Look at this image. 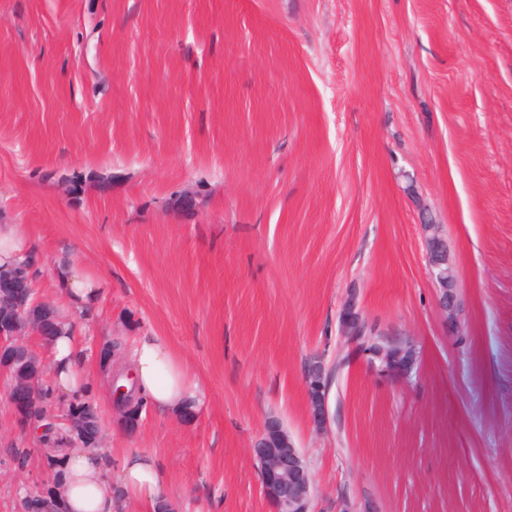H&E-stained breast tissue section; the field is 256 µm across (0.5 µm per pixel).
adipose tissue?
Instances as JSON below:
<instances>
[{"label":"adipose tissue","mask_w":512,"mask_h":512,"mask_svg":"<svg viewBox=\"0 0 512 512\" xmlns=\"http://www.w3.org/2000/svg\"><path fill=\"white\" fill-rule=\"evenodd\" d=\"M53 286L75 312L82 314L92 310L101 293L95 282L67 261L56 266ZM80 349L79 338L71 331L56 337L52 344L57 397L70 399L86 390V379L77 364ZM127 366L136 380L138 395L158 414L186 413L205 403L199 383L176 357L166 337H137ZM60 454L63 464L56 496L61 512H116L121 503L137 504L151 512L167 499L159 466L150 452H128L110 485L105 482L107 467L98 448L69 445L61 448Z\"/></svg>","instance_id":"1"}]
</instances>
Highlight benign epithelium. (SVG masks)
I'll return each mask as SVG.
<instances>
[{"mask_svg":"<svg viewBox=\"0 0 512 512\" xmlns=\"http://www.w3.org/2000/svg\"><path fill=\"white\" fill-rule=\"evenodd\" d=\"M430 272L443 311L453 307L456 274L448 261V249L440 235V225L428 219L423 224ZM0 381L14 411L26 412L37 405L46 365L30 346L29 338L49 340L59 325L66 323L59 312L35 296L32 278L5 271L0 274ZM341 333L368 363L380 372L407 375L414 368L415 352L368 326L349 297L339 316ZM340 363L326 364L318 357L305 370L310 412L318 430L330 427L329 393ZM258 463L263 494L274 512H313V479L304 455L295 447L281 420L267 417L264 428L252 445Z\"/></svg>","mask_w":512,"mask_h":512,"instance_id":"obj_1","label":"benign epithelium"}]
</instances>
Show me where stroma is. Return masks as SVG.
<instances>
[{"mask_svg":"<svg viewBox=\"0 0 512 512\" xmlns=\"http://www.w3.org/2000/svg\"><path fill=\"white\" fill-rule=\"evenodd\" d=\"M1 224L62 315L58 260L100 285L74 321L99 448L153 452L172 512H274L271 415L315 512H512V0H0ZM351 294L410 376L346 345ZM145 332L206 404L131 427L100 352ZM318 356L343 362L321 432ZM53 472L0 393V512ZM433 223L432 219H428L421 225L425 231L428 263L437 290L438 304L448 315V310L453 307L452 289L455 288L456 274L448 261V249L440 235V225ZM34 252L18 224L0 225V264L12 257L27 259ZM315 359L307 365L305 384L313 425L317 430L323 431L327 430L331 423L329 393L333 379L340 368V362L336 361L328 365L321 357ZM252 454L259 466L263 494L275 512L313 511L309 466L278 417H267Z\"/></svg>","mask_w":512,"mask_h":512,"instance_id":"obj_1","label":"stroma"}]
</instances>
